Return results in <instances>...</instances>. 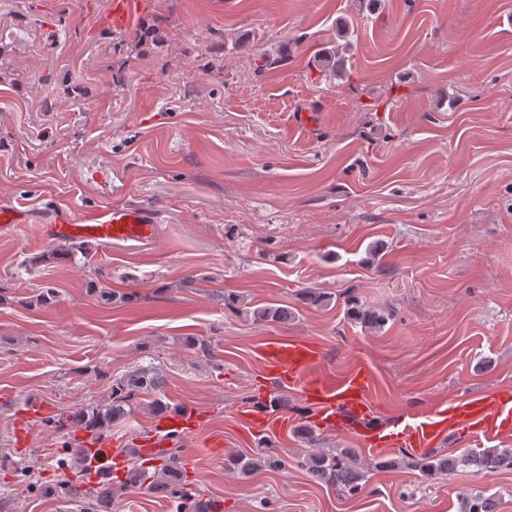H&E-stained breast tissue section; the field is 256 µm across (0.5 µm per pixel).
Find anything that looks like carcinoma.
<instances>
[{"instance_id": "cac0c4a2", "label": "carcinoma", "mask_w": 512, "mask_h": 512, "mask_svg": "<svg viewBox=\"0 0 512 512\" xmlns=\"http://www.w3.org/2000/svg\"><path fill=\"white\" fill-rule=\"evenodd\" d=\"M351 50V33L347 30L336 32V40L323 59V70L336 77L346 73L349 62L347 53ZM347 303L352 305V312L361 324L371 332L381 331L393 316L390 310L364 308L358 300L350 296ZM254 319L266 322L288 320V311L280 308H259L254 310ZM164 380L153 367H137L127 371L112 381L110 403L89 407L77 414L67 412L59 414L53 421L57 428L64 430L74 425L89 436H97L111 431L112 425L126 414V407L143 394L158 392ZM157 463L147 462L139 457L132 458L125 473V480L116 482L103 478L94 487L80 490L78 481L65 479L59 489L69 495L91 498L108 505L112 503L115 493L129 486H146L147 489L162 493H177L183 501H189V495L183 486L186 482L185 463L182 457L170 448H164L156 454ZM230 468L243 477H249L258 470H279L284 461L276 454L266 451L256 456L232 457ZM301 466L317 480L335 488L341 493L356 495L365 489L369 481L366 467L357 462L356 453L345 448L336 453L322 450L310 454L301 460ZM415 467L428 481L448 479L458 468L471 467L474 472L485 477L500 470L512 468V448L487 449L476 452L469 448L457 454L435 451L415 461ZM458 512H496V501L485 495L482 490L465 491L458 496Z\"/></svg>"}]
</instances>
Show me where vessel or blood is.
Segmentation results:
<instances>
[{
    "label": "vessel or blood",
    "instance_id": "b4317fda",
    "mask_svg": "<svg viewBox=\"0 0 512 512\" xmlns=\"http://www.w3.org/2000/svg\"><path fill=\"white\" fill-rule=\"evenodd\" d=\"M142 0H112L108 24L112 29H127ZM44 235L74 242L103 244L144 242L155 235L152 219L141 209L110 208L77 223L67 212L59 211L43 224ZM264 373L270 384L299 391L317 409L315 424L336 432L357 433L366 449L378 454L404 446L421 451L457 427L476 434L498 435L512 431V394L494 391L480 397L449 401L447 407L431 413L410 412L393 427L368 425L370 412L369 378L364 370L343 376H321L315 368L320 349L299 338L274 336L259 347ZM45 412L43 402L28 405L15 433V448L26 453L30 438ZM197 427L194 416L182 411L161 418L153 430L141 435L136 444L139 454H149L184 436ZM85 470L90 480L99 473L124 468L126 462L115 448L111 436L104 435L85 444Z\"/></svg>",
    "mask_w": 512,
    "mask_h": 512
}]
</instances>
